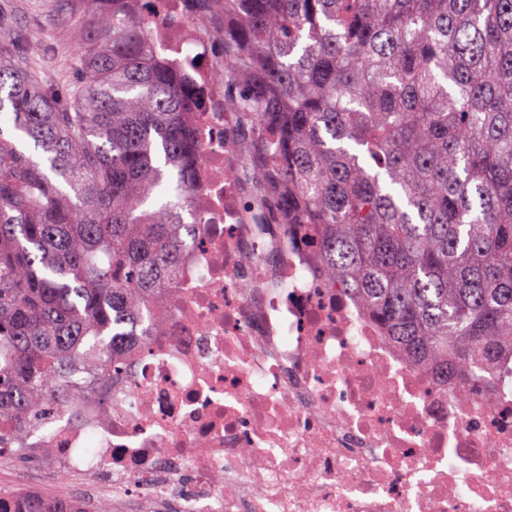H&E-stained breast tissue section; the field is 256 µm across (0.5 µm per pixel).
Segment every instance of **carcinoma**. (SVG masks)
Here are the masks:
<instances>
[{
    "mask_svg": "<svg viewBox=\"0 0 512 512\" xmlns=\"http://www.w3.org/2000/svg\"><path fill=\"white\" fill-rule=\"evenodd\" d=\"M122 0H59L62 105L0 13V450L149 335L193 224L182 82ZM244 157L288 185L324 277L440 380L512 359V0H215ZM34 145V156L14 136Z\"/></svg>",
    "mask_w": 512,
    "mask_h": 512,
    "instance_id": "obj_1",
    "label": "carcinoma"
}]
</instances>
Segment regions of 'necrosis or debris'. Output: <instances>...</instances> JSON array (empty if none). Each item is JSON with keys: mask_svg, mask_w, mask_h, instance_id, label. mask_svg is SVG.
Segmentation results:
<instances>
[{"mask_svg": "<svg viewBox=\"0 0 512 512\" xmlns=\"http://www.w3.org/2000/svg\"><path fill=\"white\" fill-rule=\"evenodd\" d=\"M187 85L195 235L150 336L74 388L70 414L8 448L0 512H512V367L448 383L324 279L317 229L258 181L224 97L212 0H130Z\"/></svg>", "mask_w": 512, "mask_h": 512, "instance_id": "1", "label": "necrosis or debris"}]
</instances>
